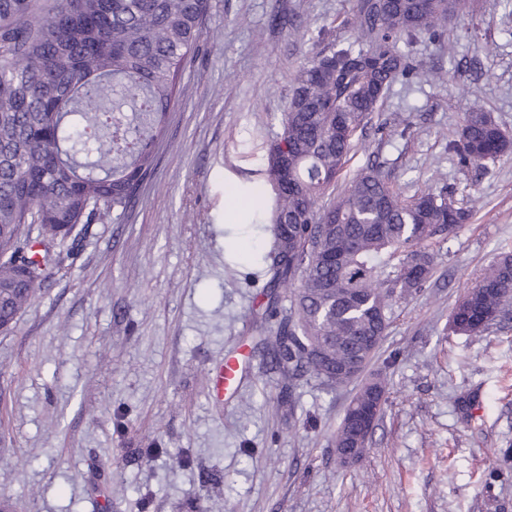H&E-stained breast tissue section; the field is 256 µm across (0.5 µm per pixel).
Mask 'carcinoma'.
Instances as JSON below:
<instances>
[{
    "mask_svg": "<svg viewBox=\"0 0 512 512\" xmlns=\"http://www.w3.org/2000/svg\"><path fill=\"white\" fill-rule=\"evenodd\" d=\"M209 10V0H59L42 14L33 0H0L1 322H15L45 279L50 251L37 260L33 246L130 207ZM461 11V0H360L358 39L329 42L300 67L281 132L263 142L272 206L260 187L248 194L253 217L270 212L269 287L291 294L288 317L264 339L286 379L333 391L338 368L367 366L393 305L428 279L433 246L470 219L442 189L401 198L378 168L335 192L391 84L426 76L397 43L443 35ZM449 149L464 162L495 160L512 141L472 107ZM511 304L509 254L464 293L449 331L482 333ZM388 385L378 374L354 399H378Z\"/></svg>",
    "mask_w": 512,
    "mask_h": 512,
    "instance_id": "carcinoma-1",
    "label": "carcinoma"
}]
</instances>
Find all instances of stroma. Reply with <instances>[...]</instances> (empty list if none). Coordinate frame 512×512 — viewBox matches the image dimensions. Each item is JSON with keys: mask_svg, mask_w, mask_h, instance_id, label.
<instances>
[{"mask_svg": "<svg viewBox=\"0 0 512 512\" xmlns=\"http://www.w3.org/2000/svg\"><path fill=\"white\" fill-rule=\"evenodd\" d=\"M358 3L211 0L134 204L76 225L0 332V499L13 512H512V306L483 333L448 330L512 253V153L465 166L448 148L473 104L512 137L507 0H471L444 38L406 46L447 80L395 81L351 153L348 175L375 164L401 198L443 187L472 212L394 305L361 380L287 388L257 343L290 302L269 305L271 236L237 223L225 191L256 184L253 130L280 132L294 74L322 39L355 40ZM227 358L241 382L219 399L209 372ZM382 368L392 383L369 445L339 464L336 429Z\"/></svg>", "mask_w": 512, "mask_h": 512, "instance_id": "1", "label": "stroma"}]
</instances>
